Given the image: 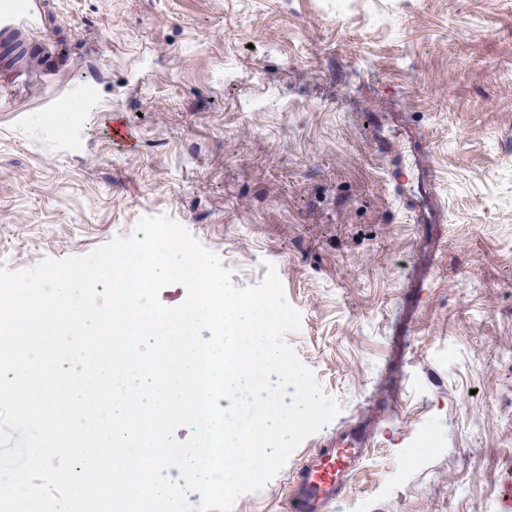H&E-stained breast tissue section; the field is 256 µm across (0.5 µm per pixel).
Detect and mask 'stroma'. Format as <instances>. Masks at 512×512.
Instances as JSON below:
<instances>
[{
  "instance_id": "35a3bbf8",
  "label": "stroma",
  "mask_w": 512,
  "mask_h": 512,
  "mask_svg": "<svg viewBox=\"0 0 512 512\" xmlns=\"http://www.w3.org/2000/svg\"><path fill=\"white\" fill-rule=\"evenodd\" d=\"M77 112H0V267L164 215L236 287L275 267L284 340L340 413L232 512H286L302 456L370 455L331 512H501L512 488V0H57ZM430 137L446 237L412 224L367 115ZM122 118L136 137L113 143ZM424 287L406 282L430 244Z\"/></svg>"
}]
</instances>
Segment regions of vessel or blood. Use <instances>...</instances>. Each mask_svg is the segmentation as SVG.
Returning a JSON list of instances; mask_svg holds the SVG:
<instances>
[{"label": "vessel or blood", "mask_w": 512, "mask_h": 512, "mask_svg": "<svg viewBox=\"0 0 512 512\" xmlns=\"http://www.w3.org/2000/svg\"><path fill=\"white\" fill-rule=\"evenodd\" d=\"M56 11L55 0H0V110L22 111L57 79L62 56L51 30ZM371 141L385 180L412 223L446 224L428 135L391 108L375 115ZM369 446L365 434L350 430L305 457L294 470L290 512H329Z\"/></svg>", "instance_id": "obj_1"}]
</instances>
